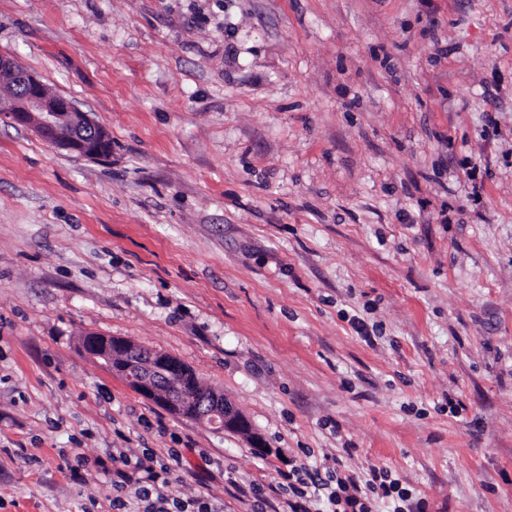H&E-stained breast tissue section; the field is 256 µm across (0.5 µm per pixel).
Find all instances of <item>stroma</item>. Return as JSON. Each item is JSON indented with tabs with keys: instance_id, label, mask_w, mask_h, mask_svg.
<instances>
[{
	"instance_id": "obj_1",
	"label": "stroma",
	"mask_w": 512,
	"mask_h": 512,
	"mask_svg": "<svg viewBox=\"0 0 512 512\" xmlns=\"http://www.w3.org/2000/svg\"><path fill=\"white\" fill-rule=\"evenodd\" d=\"M0 55L112 141L0 114V512H113L119 452L217 512L374 466L412 510L512 512V0H0ZM81 349L89 357L102 362L113 374L124 379L140 395L157 401L176 414L206 421L216 429L249 434L256 447L261 437L251 432L248 421L224 395L202 386L205 393L192 397L187 394L185 380L190 376L187 366L177 358L156 350H146L132 341L98 335L82 338ZM164 377L178 389L170 394L159 388ZM178 392V394H176Z\"/></svg>"
}]
</instances>
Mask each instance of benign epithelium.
Wrapping results in <instances>:
<instances>
[{
  "instance_id": "1",
  "label": "benign epithelium",
  "mask_w": 512,
  "mask_h": 512,
  "mask_svg": "<svg viewBox=\"0 0 512 512\" xmlns=\"http://www.w3.org/2000/svg\"><path fill=\"white\" fill-rule=\"evenodd\" d=\"M16 77L21 90H0V108L8 109L14 123L30 126L46 141L60 149L90 159L102 157L99 151L97 124L74 103L50 93L35 75L21 69L9 57L0 56V75ZM81 349L89 357L102 362L113 374L124 379L140 395L157 401L164 408L187 414L217 429L250 435L255 446L261 437L251 432L248 421L224 396L214 391L192 397L185 388L186 378L198 387L200 380L190 375L187 366L177 358L156 350H146L129 340L87 335Z\"/></svg>"
}]
</instances>
